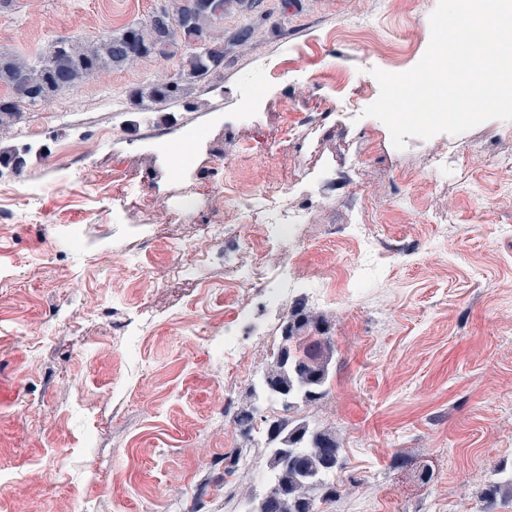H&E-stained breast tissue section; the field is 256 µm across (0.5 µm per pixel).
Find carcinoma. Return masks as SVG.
I'll return each instance as SVG.
<instances>
[{
    "label": "carcinoma",
    "mask_w": 512,
    "mask_h": 512,
    "mask_svg": "<svg viewBox=\"0 0 512 512\" xmlns=\"http://www.w3.org/2000/svg\"><path fill=\"white\" fill-rule=\"evenodd\" d=\"M170 8L167 24L179 30L173 38L164 37L148 17L89 42L61 38L34 59L0 56V84L13 89L22 82L27 92L24 98H0V127L17 121L21 105L46 103L106 71L130 68L142 52L163 60L179 54L181 67L174 77L135 90L133 97L157 105L185 94L223 64V18L215 16L216 0H170ZM331 358L325 320L298 306L287 320L262 388L254 393L278 410L264 420L272 482L246 512H321L319 505L339 495L332 476L343 467V448L336 433L299 417L300 406L326 396ZM510 492L512 476L490 484L479 512H495L500 495Z\"/></svg>",
    "instance_id": "1"
}]
</instances>
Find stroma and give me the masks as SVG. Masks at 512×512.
Instances as JSON below:
<instances>
[{
	"label": "stroma",
	"instance_id": "stroma-1",
	"mask_svg": "<svg viewBox=\"0 0 512 512\" xmlns=\"http://www.w3.org/2000/svg\"><path fill=\"white\" fill-rule=\"evenodd\" d=\"M437 4L238 0L224 14L223 66L175 101L131 99L179 68L143 60L0 131V506L240 512L263 494L268 465L224 423L225 397L250 404L249 384L224 375V339L264 375L299 304L328 321L335 348L327 395L301 409L345 450L341 497L323 512H475L512 471V121L398 150L382 121L342 111L360 87L379 94L373 69L420 61ZM152 8L0 0V53L34 57ZM356 17L371 28H353ZM291 112L325 120L283 143ZM445 141L473 145L468 161L430 165ZM116 167L132 182L121 194ZM204 172L212 183L186 193ZM271 184L307 220L277 245L287 267L232 290L229 267L252 263L235 202ZM361 218L375 258L353 284L343 267ZM219 220L223 245L187 256ZM116 318L127 325L117 352ZM239 450L225 482L224 457Z\"/></svg>",
	"mask_w": 512,
	"mask_h": 512
}]
</instances>
